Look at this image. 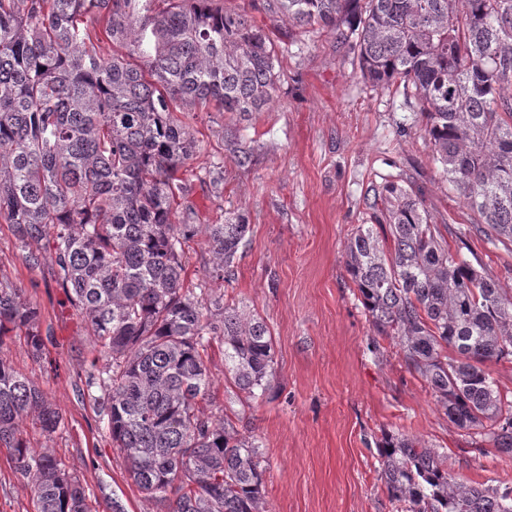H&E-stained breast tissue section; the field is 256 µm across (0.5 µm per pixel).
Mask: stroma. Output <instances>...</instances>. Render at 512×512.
<instances>
[{"instance_id":"stroma-1","label":"stroma","mask_w":512,"mask_h":512,"mask_svg":"<svg viewBox=\"0 0 512 512\" xmlns=\"http://www.w3.org/2000/svg\"><path fill=\"white\" fill-rule=\"evenodd\" d=\"M215 3L273 32L280 80L265 111L186 106L179 114L198 143L182 170L188 207L177 221L199 227L185 245L183 279L204 299L247 304L265 320L276 377L264 397L246 399L227 380L224 346L214 342L206 414L231 416L238 433L258 443L267 512H395L377 471L376 442L386 432L421 439L461 478L512 485V461L472 452L427 383L406 368L399 346L376 337L346 271L345 247L366 219L370 183L387 179L420 189L433 222L466 230L467 258L507 290L512 252L470 232L472 213L441 177L399 85L365 86L337 53L335 33L279 22L264 0ZM239 145L253 150L248 167L234 162ZM216 167L217 186L209 175ZM228 212L245 214L250 231L230 278L219 280L201 227L223 223ZM56 270L53 230L25 245L0 219V283L22 289L47 338L35 357L24 333H11L0 341V361L34 380L63 416L49 437L26 418L25 437L79 475L92 512H112L116 500L125 512H158L128 478L98 389L86 387L88 372L107 358ZM0 512H34L27 480L1 447Z\"/></svg>"}]
</instances>
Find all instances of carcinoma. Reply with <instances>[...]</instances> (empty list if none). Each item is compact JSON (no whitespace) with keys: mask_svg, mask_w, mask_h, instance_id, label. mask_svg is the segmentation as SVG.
<instances>
[{"mask_svg":"<svg viewBox=\"0 0 512 512\" xmlns=\"http://www.w3.org/2000/svg\"><path fill=\"white\" fill-rule=\"evenodd\" d=\"M212 0H0V218L22 243L55 231L57 275L112 359L87 378L128 479L160 512H265L255 443L200 402L211 341L250 398L276 377L271 333L256 314L184 288L175 221L196 153L176 103L261 112L278 82L273 38ZM301 29L336 33L366 85L400 83L440 174L487 243L512 245V0H266ZM105 35L125 52L100 54ZM370 223L345 266L373 330L396 342L448 422L476 450L512 459V392L487 364L512 362V291L451 249L412 185L372 186ZM250 230L241 213L205 225L215 272H231ZM393 247L385 246L386 240ZM26 329L39 356V311L0 288V341ZM37 412L51 435L63 416L0 360V446L33 491L35 512H91L82 481L30 448ZM378 471L396 512H512L511 486L473 485L420 439L385 433Z\"/></svg>","mask_w":512,"mask_h":512,"instance_id":"carcinoma-1","label":"carcinoma"}]
</instances>
